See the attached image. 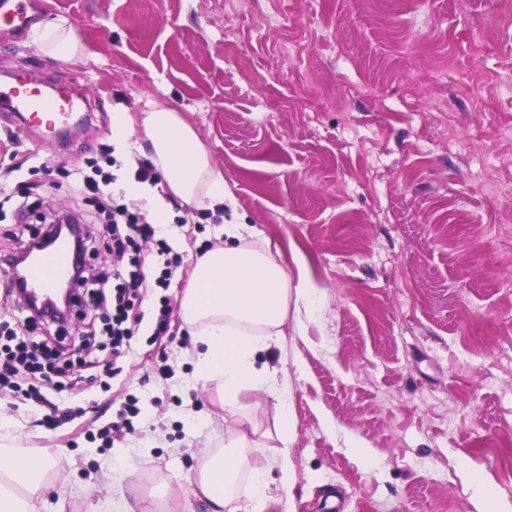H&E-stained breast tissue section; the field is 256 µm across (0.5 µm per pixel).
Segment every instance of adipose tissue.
<instances>
[{
  "label": "adipose tissue",
  "instance_id": "obj_1",
  "mask_svg": "<svg viewBox=\"0 0 512 512\" xmlns=\"http://www.w3.org/2000/svg\"><path fill=\"white\" fill-rule=\"evenodd\" d=\"M33 38L43 52L65 61L83 53L79 40L62 22L35 29ZM112 143L123 158L138 154L150 160L169 194L182 203L213 210L233 201L223 171L213 164L194 127L174 108L148 102L136 121L124 106H115ZM248 232L247 223H225L227 244L197 259L178 308L199 346V377L217 382L231 406L274 381V371L257 366L256 357L279 342L289 298L307 309L313 304L307 292L290 293L285 270L270 249L246 243ZM245 440L239 432H228L224 448L206 459L191 483L193 497L206 501L210 512H226L231 503L225 487L242 465L238 450ZM9 445V434H1L0 512H42L44 476L52 467L51 459L47 452H17Z\"/></svg>",
  "mask_w": 512,
  "mask_h": 512
}]
</instances>
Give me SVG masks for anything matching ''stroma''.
<instances>
[{
  "label": "stroma",
  "mask_w": 512,
  "mask_h": 512,
  "mask_svg": "<svg viewBox=\"0 0 512 512\" xmlns=\"http://www.w3.org/2000/svg\"><path fill=\"white\" fill-rule=\"evenodd\" d=\"M51 19L83 59L0 38V75L48 72L93 97L92 117L44 145L0 119V250L49 212L95 214L70 186L123 170L118 103L182 112L235 207L215 217L169 198L160 234L183 262L142 302L129 356L82 349L78 313L28 326L92 361L73 390L0 395L18 446L52 458L46 512L62 498L69 512L143 499L166 512L230 429L248 437L229 490L239 512H253L257 471L263 512H322L331 498L335 512H480L477 480L512 512V0H53ZM235 215L314 299L258 355L276 385L239 407L198 378L179 316L153 336L160 297L179 303L201 247L223 244ZM293 437V419L290 413V408L285 402H280L278 439L283 445V448L280 452L278 466L282 472L281 481L284 487L288 488L290 487V483L293 479L292 464L288 457V445L293 441Z\"/></svg>",
  "instance_id": "stroma-1"
}]
</instances>
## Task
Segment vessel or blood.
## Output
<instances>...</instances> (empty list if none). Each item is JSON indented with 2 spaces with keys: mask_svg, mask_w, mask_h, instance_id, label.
<instances>
[{
  "mask_svg": "<svg viewBox=\"0 0 512 512\" xmlns=\"http://www.w3.org/2000/svg\"><path fill=\"white\" fill-rule=\"evenodd\" d=\"M52 9L51 0H0V29L21 40ZM78 103L71 88L49 87L46 79L35 75L17 74L0 84V112L32 131L56 134L72 119ZM74 262V254L63 246L38 251L25 270L24 285L36 291L55 288Z\"/></svg>",
  "mask_w": 512,
  "mask_h": 512,
  "instance_id": "1",
  "label": "vessel or blood"
}]
</instances>
